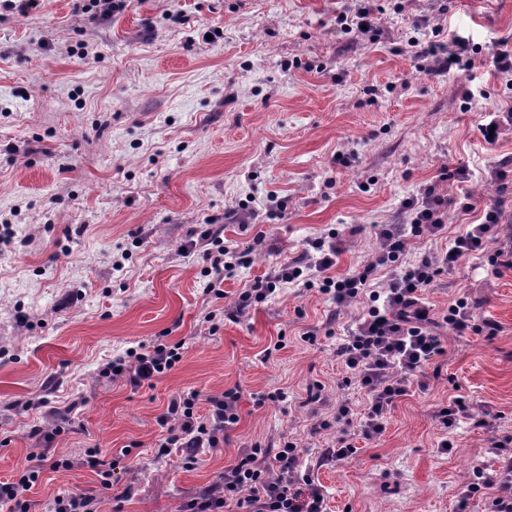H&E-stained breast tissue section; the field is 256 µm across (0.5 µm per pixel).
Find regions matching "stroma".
Listing matches in <instances>:
<instances>
[{
	"instance_id": "obj_1",
	"label": "stroma",
	"mask_w": 512,
	"mask_h": 512,
	"mask_svg": "<svg viewBox=\"0 0 512 512\" xmlns=\"http://www.w3.org/2000/svg\"><path fill=\"white\" fill-rule=\"evenodd\" d=\"M395 1L378 0L385 34L375 45L337 25L352 0H132L103 21L74 14L72 0H41L26 17L0 9V222L18 240L0 251V481L38 464L46 452L32 426L53 427L50 407L73 401L72 430L46 454L75 466L44 467L31 501L68 489L93 493L101 512H172L240 453L284 439L330 512H456L474 463L494 467L492 435H512V268L495 276L473 258L437 278L435 310L468 298L497 335L443 329L444 354L398 400L381 438L345 460L320 455L353 435L333 422L337 403L364 409L332 338L360 304L339 309L290 285L239 322L224 318L249 280L328 230L347 245L334 274L373 260L377 226L406 223L401 202L424 185L448 192L445 168L467 166L478 205L499 199L512 214V191L483 177L512 157V136L490 147L478 131L512 95L491 64L498 42L512 45V0H448L444 13L434 0H400L398 14ZM422 16L481 47L483 67L430 74L407 45ZM270 193L284 206L275 221ZM205 231L251 251L220 299L203 291ZM160 337L181 344L182 358L154 387L99 376L113 356ZM231 388L241 420L223 447L193 466L156 459L172 396ZM277 388L287 403L267 401ZM452 395L497 414V432L465 418L445 433L432 411ZM319 418L332 425L316 434ZM92 449L126 455L111 488L76 464Z\"/></svg>"
}]
</instances>
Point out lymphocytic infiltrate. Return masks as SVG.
<instances>
[{
    "instance_id": "1",
    "label": "lymphocytic infiltrate",
    "mask_w": 512,
    "mask_h": 512,
    "mask_svg": "<svg viewBox=\"0 0 512 512\" xmlns=\"http://www.w3.org/2000/svg\"><path fill=\"white\" fill-rule=\"evenodd\" d=\"M380 9L372 0H355L336 17L341 32L355 34L371 42L380 41L383 30ZM420 57L429 61V71L448 73L474 70L480 63V51L461 37L451 43L437 38L408 40ZM442 180L458 183L456 196L460 213H477L478 220L467 225L447 248L431 250L409 258L412 238L439 240L448 232V200L435 187L425 189L422 197L405 199L402 207L409 215L405 224H383L377 232L378 248L373 261L342 275L332 270L342 253V241L336 231L309 238L305 257L281 263L255 277L241 291L234 303L224 310L225 319L239 321L250 308L271 299L284 284L316 289L328 301L343 307L364 301L365 312L354 327L341 336L336 355L365 395L362 414H355L349 403L336 407V420L354 427L356 436L365 441L380 438L387 418L397 401L410 392V379L445 352L439 326L450 327L456 335H496L498 325L491 320H476L467 299L452 301L442 316H435L426 294L436 278L454 270L473 255L486 257L493 269L512 268V239L503 237V211L498 204L477 208L466 187L470 173L460 166L442 173ZM204 258L209 266L206 293L223 298L225 276L248 267L247 251L211 238ZM388 278L375 284L378 270ZM181 359L180 345L154 342L126 351L101 365L100 376L127 377L133 387L151 384ZM238 391L229 389L218 395L200 397L188 392L171 397L158 424L164 431L158 441L157 458L180 449L185 464L197 463L207 448L225 443L240 422ZM209 410L199 414V402ZM489 451L496 458L494 471L483 463L473 467L474 482L460 493L461 503L478 493L489 496L488 512H512V435L495 437ZM300 450L290 440L280 442L273 465H266L257 452L241 453L223 477L207 488L184 498L175 512H328L326 493L299 461Z\"/></svg>"
}]
</instances>
